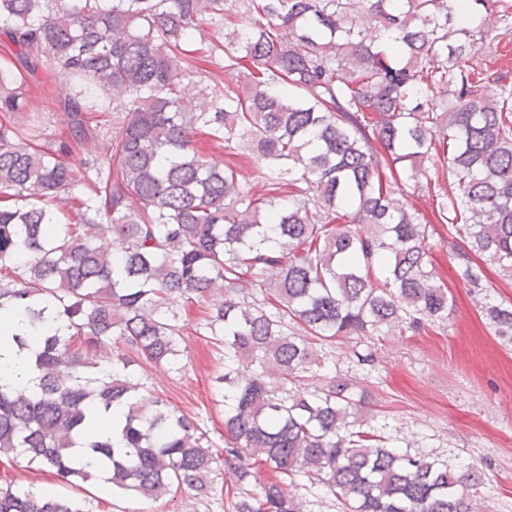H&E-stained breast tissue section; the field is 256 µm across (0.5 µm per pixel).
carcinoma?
Here are the masks:
<instances>
[{
    "mask_svg": "<svg viewBox=\"0 0 512 512\" xmlns=\"http://www.w3.org/2000/svg\"><path fill=\"white\" fill-rule=\"evenodd\" d=\"M452 2L0 0V314L25 317L15 342L37 373L33 390L0 384V456L152 500L209 494L222 460L229 512H304L289 491L302 477L342 512H481L479 470L362 429L354 384L318 372L338 337L448 321L438 223L465 287L489 291L488 269L512 280V93L485 96L484 31ZM217 60L235 83L195 66ZM42 67L70 90L57 149L22 118L24 74ZM198 134L251 151L268 192ZM96 138L98 156L62 160ZM438 165L452 187L430 218L400 180L418 188ZM79 184L74 221L63 207ZM180 305L224 345L219 453L141 372L181 369ZM483 313L512 342V304ZM94 411L119 415L112 436L93 435ZM0 512L90 510L8 487Z\"/></svg>",
    "mask_w": 512,
    "mask_h": 512,
    "instance_id": "obj_1",
    "label": "carcinoma"
}]
</instances>
